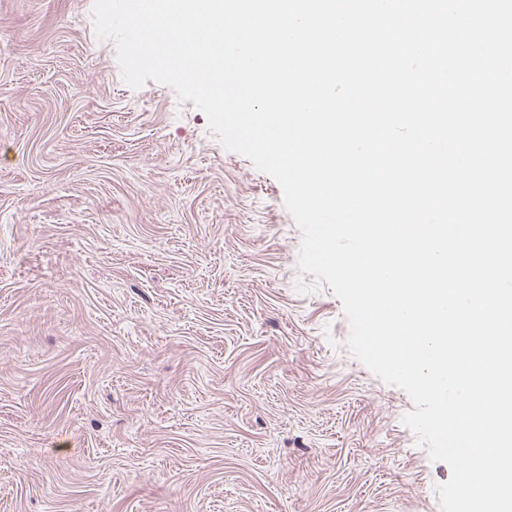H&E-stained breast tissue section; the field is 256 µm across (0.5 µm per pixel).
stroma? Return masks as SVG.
Here are the masks:
<instances>
[{"label":"stroma","mask_w":512,"mask_h":512,"mask_svg":"<svg viewBox=\"0 0 512 512\" xmlns=\"http://www.w3.org/2000/svg\"><path fill=\"white\" fill-rule=\"evenodd\" d=\"M92 5L0 0V512H440L280 184Z\"/></svg>","instance_id":"1"}]
</instances>
